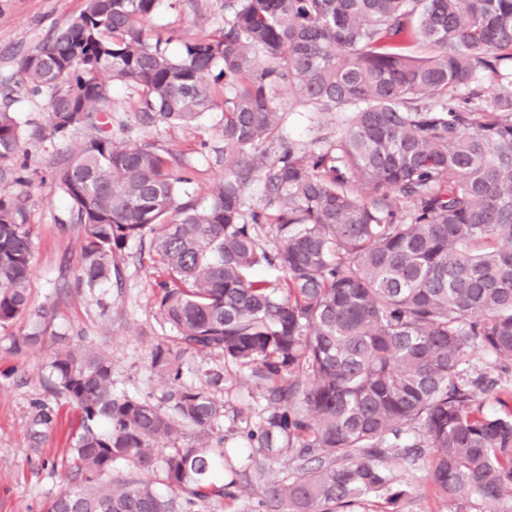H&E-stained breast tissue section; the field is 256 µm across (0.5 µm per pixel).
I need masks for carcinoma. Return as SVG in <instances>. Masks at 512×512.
Returning a JSON list of instances; mask_svg holds the SVG:
<instances>
[{
	"mask_svg": "<svg viewBox=\"0 0 512 512\" xmlns=\"http://www.w3.org/2000/svg\"><path fill=\"white\" fill-rule=\"evenodd\" d=\"M157 3L85 0L18 62L45 95L48 139L89 130L55 162L83 281L119 274L128 243L149 240L172 342L222 356L260 391L248 460L293 468L271 484V512L391 504L405 491L387 457L428 460L448 512H512V386L466 367L482 351L512 372V0H224V27L177 56L145 37ZM404 38L430 55L390 50ZM113 83L137 95L144 130L219 114L208 205L167 150L107 129ZM283 88L312 112L346 113L320 147L281 135ZM22 147L17 113L0 106V184L23 182ZM32 265L26 210L0 195L1 329L29 309ZM153 365L157 404L116 389L92 344L56 351L51 386L80 421L75 485L46 512H217L235 497L207 439L226 372L184 386L168 345Z\"/></svg>",
	"mask_w": 512,
	"mask_h": 512,
	"instance_id": "1",
	"label": "carcinoma"
}]
</instances>
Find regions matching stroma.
I'll list each match as a JSON object with an SVG mask.
<instances>
[{"instance_id":"stroma-1","label":"stroma","mask_w":512,"mask_h":512,"mask_svg":"<svg viewBox=\"0 0 512 512\" xmlns=\"http://www.w3.org/2000/svg\"><path fill=\"white\" fill-rule=\"evenodd\" d=\"M224 0H200L198 11L177 0H159L145 26L147 36L173 35L171 52L181 43L213 32L224 24ZM84 0H0V79L15 75L18 60L33 51L57 29L76 17ZM135 96L126 87L112 92L114 120L129 125V136L148 138L176 155L193 175L192 191L209 196L219 172L212 160L216 145V116L196 127L158 125L148 131L134 128ZM55 148L50 142L28 143L22 159L29 180L11 186V194L25 201L34 246L31 310L0 329V512H44L63 491L70 478L72 433L78 411L65 398L46 389L49 363L62 338L93 341L112 361V380L128 394L158 399L162 385L152 367L155 345L168 342L171 331L159 315V275L139 242H131L119 276L97 286H79L82 276V237L77 227L64 221L68 209L53 175ZM17 336H34L38 342L14 351ZM228 411L215 437L223 438L226 455L235 469L245 471V487L227 500L226 512H261L259 504L270 484L287 476L284 463L260 468L247 464L240 451L247 444L242 424L233 412L255 414L258 391L248 377L218 390ZM51 421L36 425L40 412ZM390 467L406 494L394 512H448L430 481L428 464L391 461Z\"/></svg>"}]
</instances>
